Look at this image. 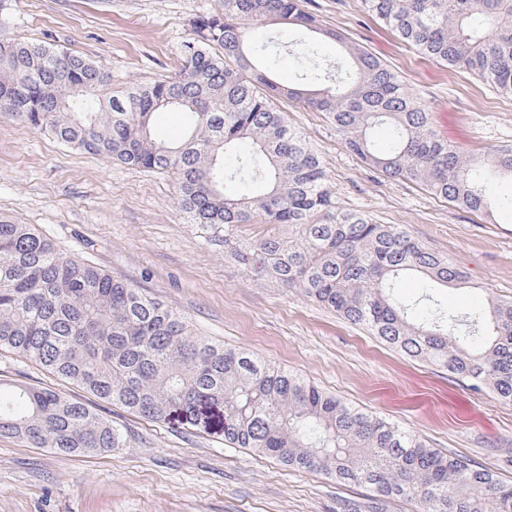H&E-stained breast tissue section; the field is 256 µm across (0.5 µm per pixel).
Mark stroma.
Masks as SVG:
<instances>
[{"mask_svg":"<svg viewBox=\"0 0 512 512\" xmlns=\"http://www.w3.org/2000/svg\"><path fill=\"white\" fill-rule=\"evenodd\" d=\"M221 0H0L7 35L83 56L111 72L113 92L173 75L197 16ZM321 24L373 53L403 80L433 129L463 155L512 145V97L417 55L360 0H304ZM270 71L297 82L310 64L335 69V43L283 25L256 28ZM322 157L338 205L402 228L448 258L467 288L432 292L450 310L512 299V214L449 205L422 185L391 180L348 152L325 113L280 105ZM0 216L32 224L65 254L126 279L183 316L193 333L258 354L321 390L398 423L442 452L512 479V405L427 362L408 359L300 291L256 279L206 244L175 200L171 175L73 150L29 125L0 120ZM52 387L121 427L126 447L63 456L0 439V512H336L361 496L319 472L224 444L222 416L195 430L103 402L14 354L0 385Z\"/></svg>","mask_w":512,"mask_h":512,"instance_id":"35a3bbf8","label":"stroma"}]
</instances>
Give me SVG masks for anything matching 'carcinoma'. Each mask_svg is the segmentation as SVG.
<instances>
[{"label":"carcinoma","mask_w":512,"mask_h":512,"mask_svg":"<svg viewBox=\"0 0 512 512\" xmlns=\"http://www.w3.org/2000/svg\"><path fill=\"white\" fill-rule=\"evenodd\" d=\"M366 13L421 56L474 75L512 96V0H362ZM275 21L336 42L347 64L320 66L304 82L274 80L260 60L268 46L252 28ZM175 75L112 94L93 62L57 48L0 36V119L23 122L75 150L168 172L179 208L204 239L262 279L297 289L405 355L444 368L512 403V301L480 312L448 311L397 293L417 276L429 287L465 277L404 231L340 209L319 155L288 126L276 102L328 115L347 151L391 179L488 217L512 182V146L469 156L438 137L429 113L400 76L373 54L324 29L301 0H222L193 22ZM184 114L172 142L154 114ZM391 144L375 148L373 132ZM251 150L224 168V154ZM241 182L264 185L239 195ZM263 224L244 240L238 229ZM0 351L16 353L97 398L144 418L179 414L207 426L222 409L224 441L298 471H321L368 490L336 512H387L396 499L419 512H512V480L443 453L399 425L351 406L256 354L194 336L185 319L144 290L59 251L31 224L0 217ZM0 438L61 454L123 448V430L63 393L0 388Z\"/></svg>","instance_id":"carcinoma-1"}]
</instances>
